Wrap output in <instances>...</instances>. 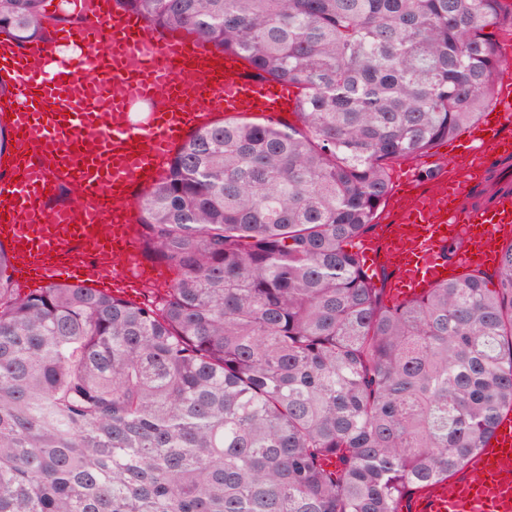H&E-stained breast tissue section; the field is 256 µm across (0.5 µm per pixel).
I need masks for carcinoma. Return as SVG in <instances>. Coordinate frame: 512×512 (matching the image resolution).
Returning a JSON list of instances; mask_svg holds the SVG:
<instances>
[{"mask_svg": "<svg viewBox=\"0 0 512 512\" xmlns=\"http://www.w3.org/2000/svg\"><path fill=\"white\" fill-rule=\"evenodd\" d=\"M299 89L192 132L132 201L160 302L25 293L0 247V512H402L512 411V241L385 298L357 241L391 166L489 108L509 0H117ZM0 0L23 48L71 0Z\"/></svg>", "mask_w": 512, "mask_h": 512, "instance_id": "carcinoma-1", "label": "carcinoma"}]
</instances>
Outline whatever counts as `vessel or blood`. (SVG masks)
I'll list each match as a JSON object with an SVG mask.
<instances>
[{
  "label": "vessel or blood",
  "mask_w": 512,
  "mask_h": 512,
  "mask_svg": "<svg viewBox=\"0 0 512 512\" xmlns=\"http://www.w3.org/2000/svg\"><path fill=\"white\" fill-rule=\"evenodd\" d=\"M85 20L20 48L0 42V122L13 153L0 173V244L22 283L62 276L89 286L142 282L139 214L131 201L165 170L196 129L227 114L277 119L293 111V86L256 77L244 59L178 37L162 38L115 0H79ZM95 74L87 82L86 74ZM151 104L144 118L132 107ZM512 68L504 67L483 120L465 132L466 153L438 169L430 192L416 191L411 163L394 203L399 223L362 239L367 261L396 272L395 302L447 280L441 253L464 239L459 267L482 269L512 237ZM41 162L24 159L31 139ZM78 188V208L49 207L62 183ZM411 512H512V414L501 416L481 452L448 480L420 488Z\"/></svg>",
  "instance_id": "1"
}]
</instances>
